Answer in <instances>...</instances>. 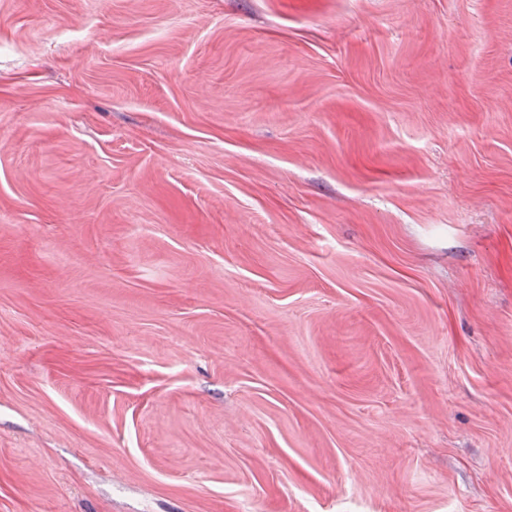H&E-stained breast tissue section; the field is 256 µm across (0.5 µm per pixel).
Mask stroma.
I'll use <instances>...</instances> for the list:
<instances>
[{
  "mask_svg": "<svg viewBox=\"0 0 512 512\" xmlns=\"http://www.w3.org/2000/svg\"><path fill=\"white\" fill-rule=\"evenodd\" d=\"M0 512H512V0H0Z\"/></svg>",
  "mask_w": 512,
  "mask_h": 512,
  "instance_id": "1",
  "label": "stroma"
}]
</instances>
